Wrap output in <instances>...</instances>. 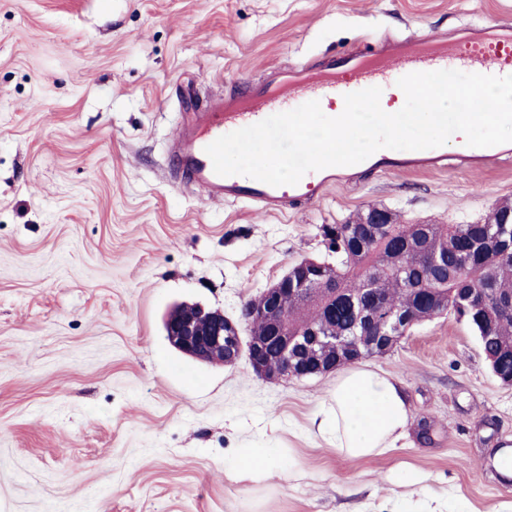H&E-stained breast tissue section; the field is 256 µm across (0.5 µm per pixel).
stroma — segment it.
<instances>
[{
	"mask_svg": "<svg viewBox=\"0 0 512 512\" xmlns=\"http://www.w3.org/2000/svg\"><path fill=\"white\" fill-rule=\"evenodd\" d=\"M508 16L512 0H0V512H512L490 456L512 449V386L453 314L365 359L411 420L364 460L309 431L334 374L265 379L164 332L176 304L235 319L294 262L335 261L331 228L370 208L473 224L512 198V160H452L285 215L213 201L167 168L181 92ZM246 448L273 468L241 475Z\"/></svg>",
	"mask_w": 512,
	"mask_h": 512,
	"instance_id": "35a3bbf8",
	"label": "stroma"
}]
</instances>
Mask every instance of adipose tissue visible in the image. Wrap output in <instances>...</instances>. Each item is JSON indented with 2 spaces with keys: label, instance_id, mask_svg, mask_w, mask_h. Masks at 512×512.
<instances>
[{
  "label": "adipose tissue",
  "instance_id": "obj_1",
  "mask_svg": "<svg viewBox=\"0 0 512 512\" xmlns=\"http://www.w3.org/2000/svg\"><path fill=\"white\" fill-rule=\"evenodd\" d=\"M411 412L396 379L362 366L340 371L314 427L337 453L354 459L382 455L405 436Z\"/></svg>",
  "mask_w": 512,
  "mask_h": 512
}]
</instances>
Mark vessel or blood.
Returning a JSON list of instances; mask_svg holds the SVG:
<instances>
[{"mask_svg": "<svg viewBox=\"0 0 512 512\" xmlns=\"http://www.w3.org/2000/svg\"><path fill=\"white\" fill-rule=\"evenodd\" d=\"M512 68V24L467 27L453 40L430 43L422 38L386 40L371 51L355 48L342 60L323 59L292 71L278 70L267 77L241 84L229 96H216L194 107L170 153L169 167L176 179L203 190L209 197L229 202L245 201L270 215L319 201L341 179L343 167H328L305 174L298 184L272 186L242 176L218 175L206 148L219 137L256 124L272 115L293 110L316 100L321 109L341 114L344 97L370 87L389 90L410 73L457 70L496 75ZM512 154V147H471L459 143L458 155L466 162L494 160ZM446 159L445 147L407 150L390 155L378 150L355 164V178L384 169L428 171Z\"/></svg>", "mask_w": 512, "mask_h": 512, "instance_id": "vessel-or-blood-1", "label": "vessel or blood"}]
</instances>
